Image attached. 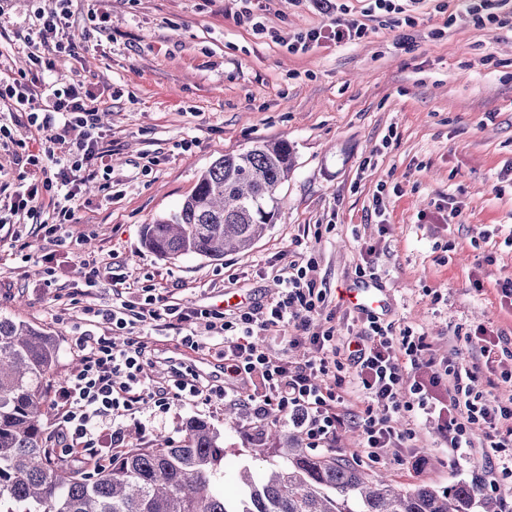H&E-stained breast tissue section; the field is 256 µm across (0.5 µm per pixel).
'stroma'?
I'll list each match as a JSON object with an SVG mask.
<instances>
[{
	"instance_id": "1",
	"label": "stroma",
	"mask_w": 512,
	"mask_h": 512,
	"mask_svg": "<svg viewBox=\"0 0 512 512\" xmlns=\"http://www.w3.org/2000/svg\"><path fill=\"white\" fill-rule=\"evenodd\" d=\"M260 5L271 31L264 38L237 22L238 0H72L77 53L60 55L45 81L89 92L112 172L83 185L70 247L53 246L39 231L49 217L44 203L26 224L0 227V315L57 337L56 382L80 366L75 340L91 328L85 307L111 308L115 291L135 300L155 288L197 308L262 307L280 289L278 274L310 259L326 294L313 328L330 313L338 334L362 329L340 292L358 285V268L368 266L385 291L380 321L415 328L437 356L478 360L466 338L480 326L512 338V308L502 306L497 288L512 279V247L504 243L512 233V177L504 173L512 164V27L475 25L466 0H422L408 48H394L398 30L378 16L362 41L295 55L282 36L321 24L322 15L310 0ZM58 7L57 0H0V76L26 68L35 12ZM96 12L107 14L106 27L94 26ZM281 139L295 166L272 226L249 252L164 261L145 248V225L176 212L216 160ZM381 184L379 217L373 196ZM454 207L462 214L452 220ZM486 230L491 238H483ZM367 245L373 254L364 253ZM50 251L52 265L39 263ZM88 262L101 271L91 288ZM150 334L143 375L153 384L167 380V357L223 380L220 361L184 347L177 330L161 323ZM190 416L224 439L226 494L237 493L240 468L260 478L279 462L243 397L208 405L173 399L163 410L113 417L103 431L120 432L124 447L151 448L162 438L181 441ZM410 428L404 453L412 466L385 448L381 463L364 461L361 469L404 489L467 483L478 497L512 498L502 453L488 454L498 490L481 488L480 463L462 455L446 464L425 415L413 414Z\"/></svg>"
}]
</instances>
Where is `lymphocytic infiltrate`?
<instances>
[{
    "instance_id": "f902f5d3",
    "label": "lymphocytic infiltrate",
    "mask_w": 512,
    "mask_h": 512,
    "mask_svg": "<svg viewBox=\"0 0 512 512\" xmlns=\"http://www.w3.org/2000/svg\"><path fill=\"white\" fill-rule=\"evenodd\" d=\"M326 16L322 26L290 34L288 49L307 52L326 39L350 44L364 39L368 28L351 15L341 0H313ZM36 35L42 45L74 54V37L69 27V0H59L50 14H37ZM29 67L17 77L0 82V107L23 113L15 126L0 125V143L21 147L15 161L23 165L27 185L16 195L0 198V222L22 224L44 189L50 188L47 172L64 185L63 193L51 200L52 223L48 229L57 245H65L62 230L72 223L79 187L71 183L74 172L89 177L110 175L111 153L102 146L98 111L79 85H46L45 73L55 71L54 58L32 52ZM75 142L68 153L56 156L53 146ZM41 140L38 151L27 150L31 140ZM314 263L289 267L282 277V291L266 306L238 307L223 312L183 307L170 303L160 293H149L140 302L120 301L102 315L116 329L132 330L126 348H116L111 337L83 333L76 343L81 367L55 391L56 440L62 454L75 448L92 447L104 419L149 406L164 407L170 397L205 401L245 391L258 421L267 418L292 422L309 447H335L342 432H359L356 455L379 462V449L402 448L411 437L399 425L400 418L419 410L432 418L451 453L477 456L479 448L512 447V407L499 405L491 389H480L475 381L481 372H493V363L505 338L498 332L480 329L477 341L483 364L460 360L439 361L431 353L425 336L411 328L393 329L378 317L366 318L357 336L336 338L334 328L314 331L312 317L319 314L325 295L316 286ZM207 318L209 329L219 339L208 348L224 362L223 385H205L191 370L175 371L167 385L153 386L142 375V355L147 337L139 328L167 320L183 333V345L198 349L191 328ZM289 331L288 345L303 349L305 361H291L273 352L257 339L271 329ZM481 431L483 440L474 443L472 434Z\"/></svg>"
}]
</instances>
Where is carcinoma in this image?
<instances>
[{"label":"carcinoma","instance_id":"carcinoma-1","mask_svg":"<svg viewBox=\"0 0 512 512\" xmlns=\"http://www.w3.org/2000/svg\"><path fill=\"white\" fill-rule=\"evenodd\" d=\"M292 168L286 140L218 159L176 213L145 227V247L165 260L249 250L271 226ZM57 360L53 336L0 316V512H500L493 498L475 500L470 484L398 489L291 434L281 449L287 465L258 483L243 473L248 494L231 500L216 483L224 441L195 417L181 442L131 448L86 475L58 459L44 428Z\"/></svg>","mask_w":512,"mask_h":512}]
</instances>
